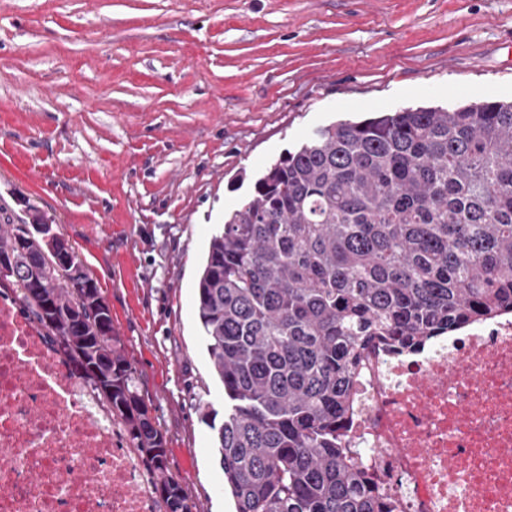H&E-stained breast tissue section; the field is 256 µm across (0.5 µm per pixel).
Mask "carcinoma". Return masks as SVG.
Masks as SVG:
<instances>
[{
    "mask_svg": "<svg viewBox=\"0 0 512 512\" xmlns=\"http://www.w3.org/2000/svg\"><path fill=\"white\" fill-rule=\"evenodd\" d=\"M35 210L0 224V286L92 387L148 464L164 512H198L166 465L97 283ZM198 319L224 389L208 407L234 512H385L341 446L353 369L512 312V101L341 120L281 155L209 242Z\"/></svg>",
    "mask_w": 512,
    "mask_h": 512,
    "instance_id": "cac0c4a2",
    "label": "carcinoma"
}]
</instances>
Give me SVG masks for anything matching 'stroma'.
<instances>
[{"mask_svg":"<svg viewBox=\"0 0 512 512\" xmlns=\"http://www.w3.org/2000/svg\"><path fill=\"white\" fill-rule=\"evenodd\" d=\"M476 98L512 99V0H0V224L37 207L97 282L200 512H233L198 411L225 214L324 126Z\"/></svg>","mask_w":512,"mask_h":512,"instance_id":"obj_1","label":"stroma"}]
</instances>
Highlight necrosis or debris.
<instances>
[{"label": "necrosis or debris", "instance_id": "4bbe7bcc", "mask_svg": "<svg viewBox=\"0 0 512 512\" xmlns=\"http://www.w3.org/2000/svg\"><path fill=\"white\" fill-rule=\"evenodd\" d=\"M341 444L391 512H512V314L362 350ZM0 512H159L136 449L69 362L0 305Z\"/></svg>", "mask_w": 512, "mask_h": 512}]
</instances>
